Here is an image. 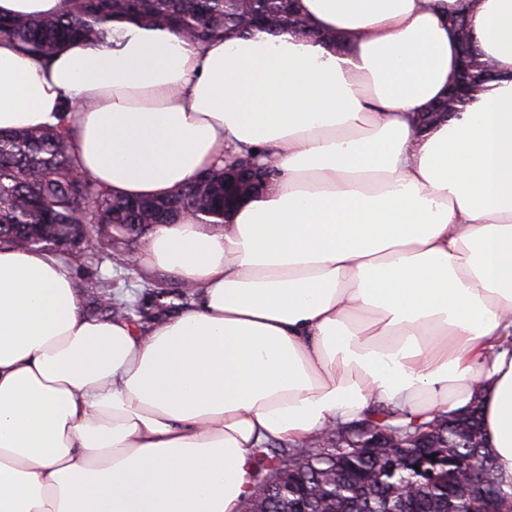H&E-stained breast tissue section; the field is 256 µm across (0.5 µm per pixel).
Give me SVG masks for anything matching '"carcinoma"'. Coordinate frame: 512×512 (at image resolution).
Here are the masks:
<instances>
[{
	"label": "carcinoma",
	"mask_w": 512,
	"mask_h": 512,
	"mask_svg": "<svg viewBox=\"0 0 512 512\" xmlns=\"http://www.w3.org/2000/svg\"><path fill=\"white\" fill-rule=\"evenodd\" d=\"M135 22L179 33L202 44L228 32L254 28H292L340 44L335 33H315L296 11L293 0H70L65 13L41 19L0 16V38L18 43L30 54L48 56L72 39L90 43L112 35V23ZM462 65L449 100L432 108L456 111L470 92L485 84V62L474 44L460 46ZM72 130L61 124L11 132L0 131V245L53 252L71 265L84 254L81 231L97 234L99 224L138 236L153 224H172L181 212L224 223V166L165 199L116 196L80 169L72 147ZM191 286L171 294L150 290L147 312L154 318L173 313L198 298ZM104 319L142 323L132 302L112 292L108 282L91 297ZM394 412L377 405L363 414L362 425L392 426ZM399 425L411 439L407 448H363L313 435L293 443L270 439L252 449L257 479L248 488L242 512H512V485L504 483L486 447L480 396L454 414L429 420L410 417ZM307 444L310 454L297 457ZM488 461L485 495H475L469 473ZM415 487L411 496L403 489Z\"/></svg>",
	"instance_id": "carcinoma-1"
}]
</instances>
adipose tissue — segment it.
Masks as SVG:
<instances>
[{
    "mask_svg": "<svg viewBox=\"0 0 512 512\" xmlns=\"http://www.w3.org/2000/svg\"><path fill=\"white\" fill-rule=\"evenodd\" d=\"M298 6L311 35L118 23L47 59L0 40V129L70 97L109 192L166 197L228 151L276 172L228 224L153 226L135 266L201 295L145 335L84 316L51 254L0 248V512H240L262 442L476 393L512 482V0ZM459 10L497 77L420 133Z\"/></svg>",
    "mask_w": 512,
    "mask_h": 512,
    "instance_id": "ef3b65f1",
    "label": "adipose tissue"
}]
</instances>
